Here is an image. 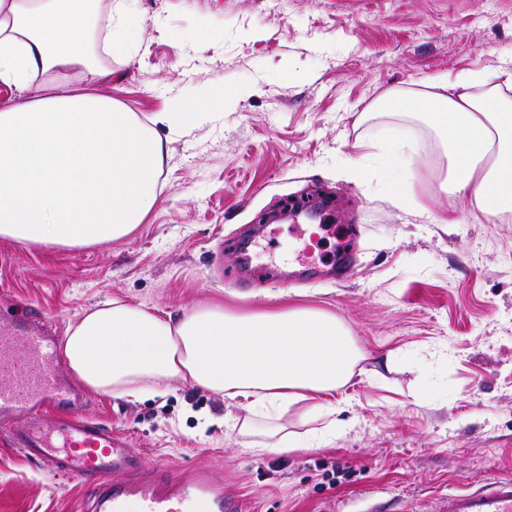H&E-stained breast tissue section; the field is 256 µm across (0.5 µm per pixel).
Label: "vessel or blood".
<instances>
[{"label":"vessel or blood","instance_id":"1","mask_svg":"<svg viewBox=\"0 0 512 512\" xmlns=\"http://www.w3.org/2000/svg\"><path fill=\"white\" fill-rule=\"evenodd\" d=\"M35 314L0 320V430L46 470L93 488L89 512H240L210 472L144 474L126 438L83 413L59 343ZM431 512H512V479H485Z\"/></svg>","mask_w":512,"mask_h":512}]
</instances>
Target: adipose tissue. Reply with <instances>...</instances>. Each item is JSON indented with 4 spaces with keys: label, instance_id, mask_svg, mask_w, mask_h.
<instances>
[{
    "label": "adipose tissue",
    "instance_id": "adipose-tissue-1",
    "mask_svg": "<svg viewBox=\"0 0 512 512\" xmlns=\"http://www.w3.org/2000/svg\"><path fill=\"white\" fill-rule=\"evenodd\" d=\"M99 0H0V82L17 93L0 104V237L82 246L128 235L159 196L166 141L99 87L113 71L85 46ZM82 76L67 94L60 83ZM502 82L480 73L428 90L393 89L396 111L425 114L442 139L450 187L483 215L512 216V104ZM68 367L88 389L157 396L190 381L241 401L234 420L255 456L285 454L335 436L334 399L365 353L335 314L301 307L247 316L202 307L161 316L120 299L67 329ZM306 404L320 429L289 430Z\"/></svg>",
    "mask_w": 512,
    "mask_h": 512
}]
</instances>
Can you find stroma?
<instances>
[{"mask_svg": "<svg viewBox=\"0 0 512 512\" xmlns=\"http://www.w3.org/2000/svg\"><path fill=\"white\" fill-rule=\"evenodd\" d=\"M131 59L102 55L106 95L170 140L159 199L128 236L83 247L0 238V317L38 310L65 334L119 298L175 316L293 304L335 314L384 378L355 376L319 448L255 457L197 415L237 403L174 380L162 397L88 392L145 471L208 469L246 512H426L487 478H512V218L443 193L441 140L391 89L512 72V0H128ZM240 99L191 124H156L222 90ZM328 192L327 223L358 230L337 275L306 216L260 222L282 200ZM454 223H445V216ZM86 491L0 436V512H81Z\"/></svg>", "mask_w": 512, "mask_h": 512, "instance_id": "35a3bbf8", "label": "stroma"}]
</instances>
